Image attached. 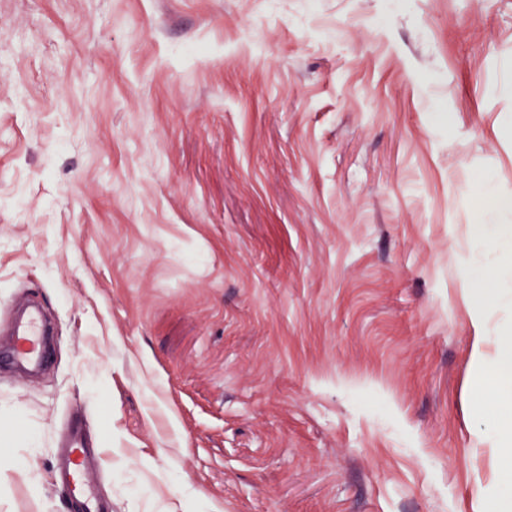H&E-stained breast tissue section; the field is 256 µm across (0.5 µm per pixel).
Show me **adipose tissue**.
Here are the masks:
<instances>
[{
    "mask_svg": "<svg viewBox=\"0 0 512 512\" xmlns=\"http://www.w3.org/2000/svg\"><path fill=\"white\" fill-rule=\"evenodd\" d=\"M482 264L470 260L464 268L470 306L471 362L476 375L491 374L497 379L495 389L487 393L479 407L488 418L490 430L482 434L495 459L492 489L479 490L475 512H512V500L495 495L494 486H512V331L491 329L488 312L497 304L511 303L512 294L499 288H478L474 282Z\"/></svg>",
    "mask_w": 512,
    "mask_h": 512,
    "instance_id": "1",
    "label": "adipose tissue"
}]
</instances>
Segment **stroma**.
Instances as JSON below:
<instances>
[{
	"mask_svg": "<svg viewBox=\"0 0 512 512\" xmlns=\"http://www.w3.org/2000/svg\"><path fill=\"white\" fill-rule=\"evenodd\" d=\"M512 0H0V512H474L460 282L511 224ZM6 330L9 336L6 353L14 365L33 370L49 362L44 348L47 334L46 322L38 304H31L19 314L9 312ZM61 448L58 466L61 484L79 506L80 512H102L89 479L90 464L95 449L87 448L83 444L79 429L76 426L71 428Z\"/></svg>",
	"mask_w": 512,
	"mask_h": 512,
	"instance_id": "obj_1",
	"label": "stroma"
}]
</instances>
